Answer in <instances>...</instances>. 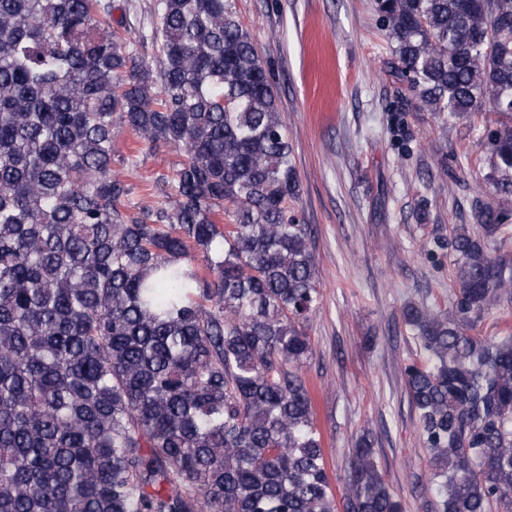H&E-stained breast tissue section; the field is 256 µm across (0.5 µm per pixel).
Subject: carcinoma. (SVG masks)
Instances as JSON below:
<instances>
[{
    "mask_svg": "<svg viewBox=\"0 0 512 512\" xmlns=\"http://www.w3.org/2000/svg\"><path fill=\"white\" fill-rule=\"evenodd\" d=\"M419 109H486L498 204L448 237V306L406 303L435 512H512V0H374ZM0 0V512H338L302 374L314 228L268 65L231 0ZM401 152L407 113L389 115ZM126 128L180 160L164 200L112 173ZM502 250L491 255L490 246ZM361 434L344 512H402ZM152 1L112 0V25L125 28L132 40L142 45L149 56L154 55V47L149 39L152 27L149 7ZM484 335L497 336L512 331V304L501 305L484 317L481 325Z\"/></svg>",
    "mask_w": 512,
    "mask_h": 512,
    "instance_id": "cac0c4a2",
    "label": "carcinoma"
}]
</instances>
